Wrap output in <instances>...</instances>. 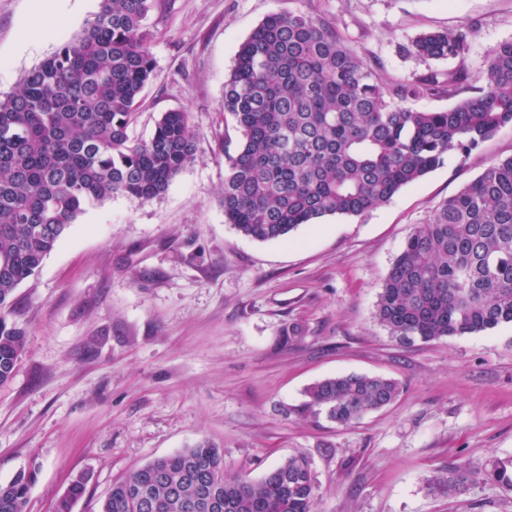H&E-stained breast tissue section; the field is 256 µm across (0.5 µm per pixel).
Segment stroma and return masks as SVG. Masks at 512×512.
<instances>
[{"label":"stroma","mask_w":512,"mask_h":512,"mask_svg":"<svg viewBox=\"0 0 512 512\" xmlns=\"http://www.w3.org/2000/svg\"><path fill=\"white\" fill-rule=\"evenodd\" d=\"M33 2L0 0L1 92L99 7L43 17ZM297 11L333 25L387 84L461 70L478 85L490 50L512 41V0H169L152 11L155 78L132 134L149 138L161 113L182 109L196 153L160 198L87 208L4 310L25 350L0 385V481L33 475L27 512H53L81 476L73 512H98L132 470L204 440L246 480L306 455L312 512H512V491L496 484L448 499L426 483L462 461L512 460V324L404 345L374 316L413 228L512 156V126L363 215L286 241L241 235L219 205L224 152L240 137L224 81L266 15ZM464 25L462 58L407 52ZM351 373L402 390L349 426L306 411L308 387Z\"/></svg>","instance_id":"1"}]
</instances>
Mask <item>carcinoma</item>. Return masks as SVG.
Instances as JSON below:
<instances>
[{
  "instance_id": "1",
  "label": "carcinoma",
  "mask_w": 512,
  "mask_h": 512,
  "mask_svg": "<svg viewBox=\"0 0 512 512\" xmlns=\"http://www.w3.org/2000/svg\"><path fill=\"white\" fill-rule=\"evenodd\" d=\"M164 0H100L83 28L60 41L9 94L0 95V309L35 276L87 207L114 196H162L192 162L190 113L161 114L146 139L132 136L154 76L145 21ZM470 29L420 35L410 52L449 60L469 50ZM432 73L388 86L329 23L304 13L266 16L240 43L224 82V112L240 133L224 154V223L265 242L327 216H359L512 125V41L493 48L482 84ZM448 97L413 110L409 98ZM375 317L402 343H423L512 324V156L444 201L393 260ZM25 346L0 316V384ZM397 381L349 374L307 390V407L347 426L391 404ZM33 476L0 482V512H25ZM480 482L512 490V461L460 462L427 478L450 498ZM85 492L74 480L56 512ZM217 497L218 512H311L309 463L292 455L258 480L224 473L220 449L198 442L114 484L99 512H185L187 499Z\"/></svg>"
}]
</instances>
